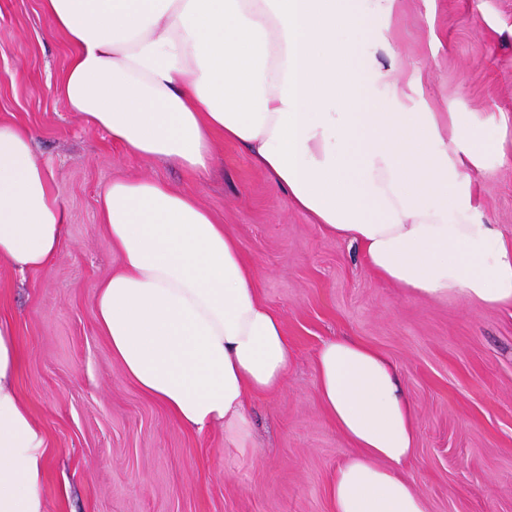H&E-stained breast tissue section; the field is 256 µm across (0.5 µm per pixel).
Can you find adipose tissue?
<instances>
[{
    "mask_svg": "<svg viewBox=\"0 0 512 512\" xmlns=\"http://www.w3.org/2000/svg\"><path fill=\"white\" fill-rule=\"evenodd\" d=\"M74 47L71 111L131 155L209 180L239 144L289 204L411 295L512 308V240L484 223L474 176L498 150L470 112L435 111L429 68L403 63V0H42ZM101 221L118 267L96 292L124 376L183 427L243 432L249 394L278 388L291 347L238 240L159 179L112 181ZM33 135L0 124V262L25 274L66 240ZM22 345L0 318V512H46L44 429L18 393ZM321 407L352 446L334 512H428L404 477L415 409L377 349L315 357Z\"/></svg>",
    "mask_w": 512,
    "mask_h": 512,
    "instance_id": "obj_1",
    "label": "adipose tissue"
}]
</instances>
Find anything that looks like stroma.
<instances>
[{
  "mask_svg": "<svg viewBox=\"0 0 512 512\" xmlns=\"http://www.w3.org/2000/svg\"><path fill=\"white\" fill-rule=\"evenodd\" d=\"M398 49L426 61L440 110L491 120L503 156L477 174L486 223L512 237V0H405ZM72 49L42 0H0V122L34 135L67 212L66 246L21 276L0 263V316L25 359L19 393L48 437V512H333L350 446L321 409L314 357L328 340L395 365L418 438L404 474L429 512H512V309L417 298L379 279L270 185L235 143L206 183L126 153L56 92ZM195 194L238 240L292 343L277 389L247 400V432L197 433L128 381L100 335L99 284L117 258L99 218L115 179Z\"/></svg>",
  "mask_w": 512,
  "mask_h": 512,
  "instance_id": "1",
  "label": "stroma"
}]
</instances>
